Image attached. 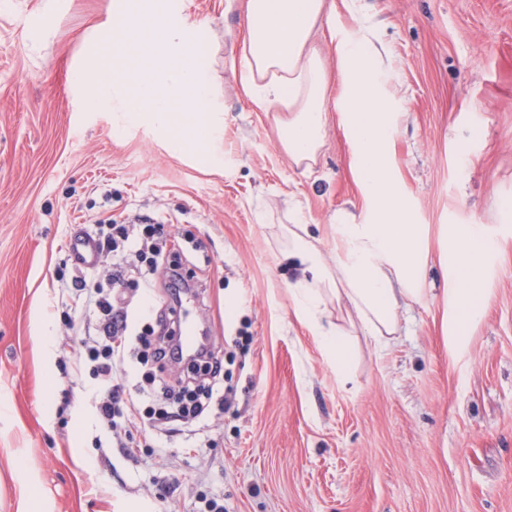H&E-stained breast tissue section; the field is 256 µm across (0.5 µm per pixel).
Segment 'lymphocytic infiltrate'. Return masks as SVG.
<instances>
[{
    "label": "lymphocytic infiltrate",
    "mask_w": 512,
    "mask_h": 512,
    "mask_svg": "<svg viewBox=\"0 0 512 512\" xmlns=\"http://www.w3.org/2000/svg\"><path fill=\"white\" fill-rule=\"evenodd\" d=\"M97 242L99 251L112 255L109 275L101 282L82 271L72 276L70 288L82 298L89 326L79 339L80 356L103 386L95 402L96 413L118 447H126L124 434L132 419L163 431L175 421L195 422L211 404L230 408L232 373L209 349L195 351L187 377L174 379L167 375V365L183 356L169 316L155 317V324L147 323L139 333L131 331V311L147 319L154 317L150 301L154 276L160 265L169 264L170 257L163 225L103 224ZM169 266V288L176 296L189 279L179 265ZM130 363L142 370L138 391L147 401L142 409L135 406L125 385Z\"/></svg>",
    "instance_id": "f902f5d3"
}]
</instances>
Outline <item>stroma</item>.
I'll return each instance as SVG.
<instances>
[{"instance_id":"obj_1","label":"stroma","mask_w":512,"mask_h":512,"mask_svg":"<svg viewBox=\"0 0 512 512\" xmlns=\"http://www.w3.org/2000/svg\"><path fill=\"white\" fill-rule=\"evenodd\" d=\"M116 4L0 0V512H202L206 495L228 512H512V226L461 350L442 257L448 225L497 223L512 196V0H326L313 44L329 94L337 35L366 32L396 115L389 169L429 242L424 299L400 305L388 348L358 345L346 382L298 319L279 249L297 211L335 264L337 212L365 216L347 130L329 112L317 165L295 166L241 87L248 0H151L202 24L222 119L202 150L174 152L83 78ZM108 222L180 242L195 286L179 316L215 352L240 326L253 338L231 409L204 414L207 445L137 424L127 456L96 381L59 352L81 319L69 241Z\"/></svg>"}]
</instances>
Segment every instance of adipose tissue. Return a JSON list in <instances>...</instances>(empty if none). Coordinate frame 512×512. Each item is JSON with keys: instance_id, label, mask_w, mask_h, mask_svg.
Segmentation results:
<instances>
[{"instance_id": "adipose-tissue-1", "label": "adipose tissue", "mask_w": 512, "mask_h": 512, "mask_svg": "<svg viewBox=\"0 0 512 512\" xmlns=\"http://www.w3.org/2000/svg\"><path fill=\"white\" fill-rule=\"evenodd\" d=\"M324 0H249L248 38L242 50L243 87L262 111L287 109L290 118L279 143L298 166L318 162L329 107H336L355 146L358 176L371 202L372 219L356 223L341 211L336 234L342 252L328 266L310 237L292 234L281 258L299 272L289 288L297 316L312 330L340 381H348L360 339L391 345L397 332L399 299L421 301L422 258L426 231L411 223L409 208L392 178L384 144L391 116L380 92L385 71L379 53L361 31L336 42V71L341 93L328 99L323 60L311 45L322 24ZM498 250V234L487 224H452L444 234L448 272V339L462 347L466 326L479 322L489 302L485 284ZM346 299L357 326L347 332L324 325L325 301Z\"/></svg>"}]
</instances>
